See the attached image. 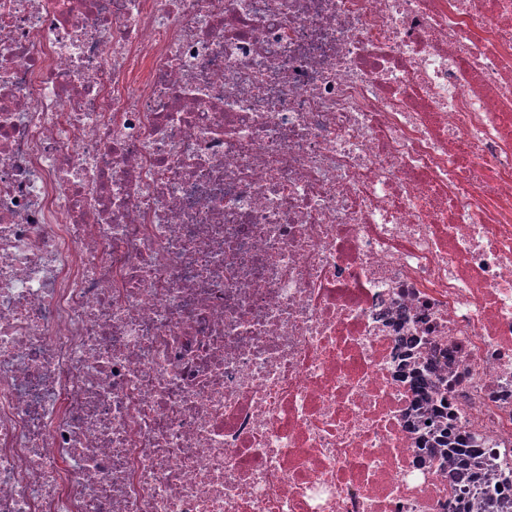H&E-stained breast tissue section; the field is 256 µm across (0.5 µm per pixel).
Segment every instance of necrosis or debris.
<instances>
[{
    "mask_svg": "<svg viewBox=\"0 0 512 512\" xmlns=\"http://www.w3.org/2000/svg\"><path fill=\"white\" fill-rule=\"evenodd\" d=\"M512 477V0H0V512H455ZM441 412L432 413L429 417L420 420V425L417 426L419 431V438L424 443V448H437L440 457L448 463L452 462L456 470V476L465 487L462 491V496L459 499V512H503L508 511L511 505V500L506 497H499L498 490L495 496L489 490L484 491L486 495L487 510H479L470 506L469 490L477 488H485L489 485L484 468L479 465L483 461H477L479 455L474 448L468 447L467 443L451 428L448 423L443 425L440 418L444 419ZM429 421V424H426ZM468 491V492H467Z\"/></svg>",
    "mask_w": 512,
    "mask_h": 512,
    "instance_id": "1",
    "label": "necrosis or debris"
}]
</instances>
